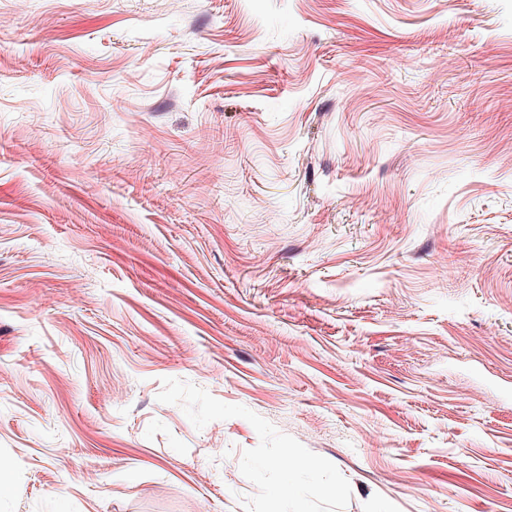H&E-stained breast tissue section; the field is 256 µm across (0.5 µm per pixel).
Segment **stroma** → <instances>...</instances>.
I'll list each match as a JSON object with an SVG mask.
<instances>
[{
    "instance_id": "1",
    "label": "stroma",
    "mask_w": 512,
    "mask_h": 512,
    "mask_svg": "<svg viewBox=\"0 0 512 512\" xmlns=\"http://www.w3.org/2000/svg\"><path fill=\"white\" fill-rule=\"evenodd\" d=\"M1 457L0 512H512V0H0Z\"/></svg>"
}]
</instances>
